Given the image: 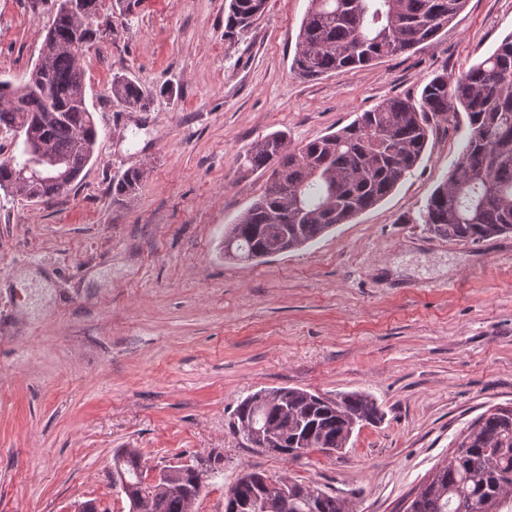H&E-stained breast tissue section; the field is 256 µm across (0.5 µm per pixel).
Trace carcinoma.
I'll use <instances>...</instances> for the list:
<instances>
[{
    "mask_svg": "<svg viewBox=\"0 0 512 512\" xmlns=\"http://www.w3.org/2000/svg\"><path fill=\"white\" fill-rule=\"evenodd\" d=\"M266 0H228L226 32L248 29ZM466 0H311L292 63L302 80L366 67L435 39ZM75 36L72 17L54 10L46 38L63 46L42 73L48 94L0 81V133L34 132L50 158L65 162L77 180L94 155L99 132L86 94L81 56L64 49ZM112 99L148 111L151 100L128 76L112 80ZM467 120L469 134L448 179L430 195L422 223L439 236L480 242L512 233V34L494 52L455 78L437 72L420 97L393 96L359 113L348 125L300 147L276 131L240 156L245 172L270 173L264 194L224 231V259L255 261L273 249H299L338 224H348L391 193L420 161L433 126ZM142 173L129 170L112 183V194L129 198ZM232 427L250 440L252 429L277 438L279 455L301 457L320 448H344L356 426L380 421L367 394L327 398L280 387L260 390L236 406ZM303 453H297V449ZM135 502L153 493L142 478L133 448L118 451ZM210 457L195 465L166 467L180 491L164 496L157 512H188L198 498L197 474L213 469ZM248 472L230 488L241 501L256 492ZM512 503V414L481 415L410 501V512H502Z\"/></svg>",
    "mask_w": 512,
    "mask_h": 512,
    "instance_id": "1",
    "label": "carcinoma"
}]
</instances>
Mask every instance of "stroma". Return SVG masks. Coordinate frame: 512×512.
<instances>
[{
	"instance_id": "stroma-1",
	"label": "stroma",
	"mask_w": 512,
	"mask_h": 512,
	"mask_svg": "<svg viewBox=\"0 0 512 512\" xmlns=\"http://www.w3.org/2000/svg\"><path fill=\"white\" fill-rule=\"evenodd\" d=\"M225 0H105L112 32L82 56L99 139L66 194L0 191V512H128L117 450L149 470L220 455L195 512H224L244 473L287 477L349 512H400L479 416L512 407V234L462 242L421 212L468 136L441 124L374 208L305 248L224 259V229L264 191L239 157L300 146L392 96L456 77L512 33V0H467L428 44L315 81L290 66L309 0H266L224 33ZM49 11L0 0V80L26 76ZM136 78L153 100L112 102ZM143 172L118 200L112 180ZM295 387L373 397L381 423L288 460L248 447L237 403ZM112 99L126 109L148 111L151 100L147 97L136 79L117 76L112 80Z\"/></svg>"
}]
</instances>
